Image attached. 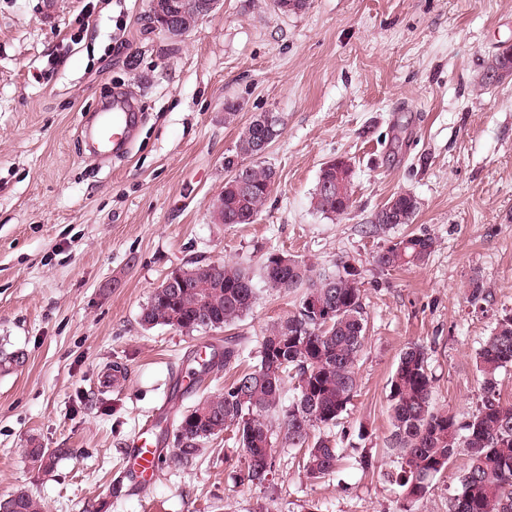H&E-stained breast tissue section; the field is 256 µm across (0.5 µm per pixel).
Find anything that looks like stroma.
Returning a JSON list of instances; mask_svg holds the SVG:
<instances>
[{"mask_svg": "<svg viewBox=\"0 0 512 512\" xmlns=\"http://www.w3.org/2000/svg\"><path fill=\"white\" fill-rule=\"evenodd\" d=\"M512 47V0H220L179 39L150 0H0V345L25 355L0 372V498L23 491L44 512H400L390 479L389 380L409 344L426 347L437 409L463 418L480 395L475 356L512 312V77L482 86ZM117 95L139 114L123 154L101 161L81 131ZM238 111L225 119V101ZM283 128L264 159L276 183L251 224L214 223L225 156L257 115ZM353 167L352 208L311 204L322 164ZM412 224L371 234L397 192ZM434 240L419 267L374 257L410 232ZM363 271L368 320L359 387L340 425L337 472L312 482L295 448L260 484L241 481L242 451L215 439L180 465L172 435L153 475L126 478L128 452L156 418L173 425L230 371L186 382L202 346L235 336L244 370L296 293L259 287L228 332L142 327V306L191 260L259 271L272 254ZM479 275L482 300L465 283ZM60 455L51 472L29 440ZM373 458L363 471L359 460ZM457 457L414 512H448ZM392 203L394 215L399 217L395 224H412L419 209L417 198L410 192L400 191L393 194L390 199L374 214L372 224L377 230L384 231L392 227L391 221L386 219L385 208Z\"/></svg>", "mask_w": 512, "mask_h": 512, "instance_id": "obj_1", "label": "stroma"}]
</instances>
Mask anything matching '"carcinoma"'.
Instances as JSON below:
<instances>
[{
	"label": "carcinoma",
	"instance_id": "obj_1",
	"mask_svg": "<svg viewBox=\"0 0 512 512\" xmlns=\"http://www.w3.org/2000/svg\"><path fill=\"white\" fill-rule=\"evenodd\" d=\"M511 75L512 50L506 49L488 64L482 85ZM257 134L256 126L245 127L235 153L224 157L228 175L213 210L220 224L253 223L271 193L276 171L255 159ZM244 165L251 171L247 191L235 177L236 168ZM312 200L324 215H344L352 206L351 164L338 157L321 167ZM389 202L399 223H413L419 202L412 193L397 192ZM432 249V237L412 233L379 251L375 264L386 271L419 266ZM171 276L176 287L153 289L141 308V325L170 326L188 335L222 330L242 320L257 302L253 277L238 263L211 267L192 261ZM261 279L268 288L301 291L296 311L261 336L259 361L252 369L234 376L224 392L201 396L180 415L174 442L179 456L186 458L228 435L241 448L243 480L251 483H260L271 473L280 442L304 450L303 471L316 481L336 470L341 451L333 436L315 431L340 424L357 394V364L367 335L362 270L342 261L333 271L319 270L302 259L283 266L271 255ZM314 300L332 309L330 326L323 327L310 309ZM239 357V342L229 337L220 361L202 358L200 370L190 375L196 379L220 363L228 368ZM511 365L512 314H507L477 353L480 400L461 421L432 405L433 376L426 348L413 343L401 352L390 380L389 417L390 447L398 459L391 478L402 488L403 512H411V504L425 496L432 479L459 455L466 457V466L448 512H512V402L502 401L498 391L499 373ZM62 452L35 442L25 449L29 461L43 471L51 470ZM0 512L43 510L38 500L18 492L0 499Z\"/></svg>",
	"mask_w": 512,
	"mask_h": 512
}]
</instances>
